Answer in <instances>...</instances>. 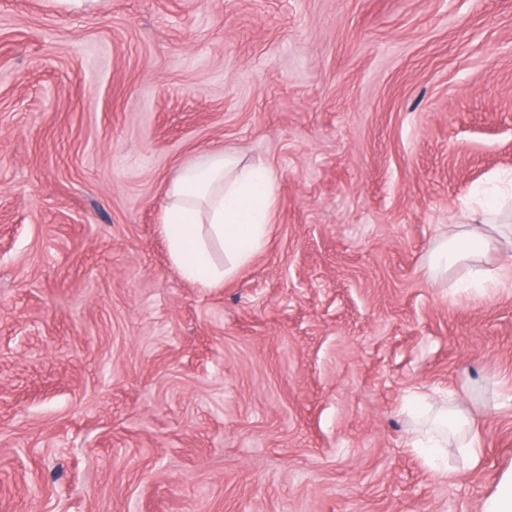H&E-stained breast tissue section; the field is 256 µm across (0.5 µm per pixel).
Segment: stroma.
Instances as JSON below:
<instances>
[{
  "instance_id": "35a3bbf8",
  "label": "stroma",
  "mask_w": 512,
  "mask_h": 512,
  "mask_svg": "<svg viewBox=\"0 0 512 512\" xmlns=\"http://www.w3.org/2000/svg\"><path fill=\"white\" fill-rule=\"evenodd\" d=\"M224 150L277 214L203 288L161 216ZM509 172L512 0H0V512H486L512 285L424 258Z\"/></svg>"
}]
</instances>
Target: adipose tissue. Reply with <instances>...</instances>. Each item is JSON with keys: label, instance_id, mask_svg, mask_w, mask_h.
Masks as SVG:
<instances>
[{"label": "adipose tissue", "instance_id": "ef3b65f1", "mask_svg": "<svg viewBox=\"0 0 512 512\" xmlns=\"http://www.w3.org/2000/svg\"><path fill=\"white\" fill-rule=\"evenodd\" d=\"M276 180L272 168L229 152L174 174L160 231L186 280L220 287L262 251L275 212ZM503 208L499 202L470 212L457 232L431 251L428 270L441 273L466 263L471 276L485 277L478 258L512 235Z\"/></svg>", "mask_w": 512, "mask_h": 512}]
</instances>
